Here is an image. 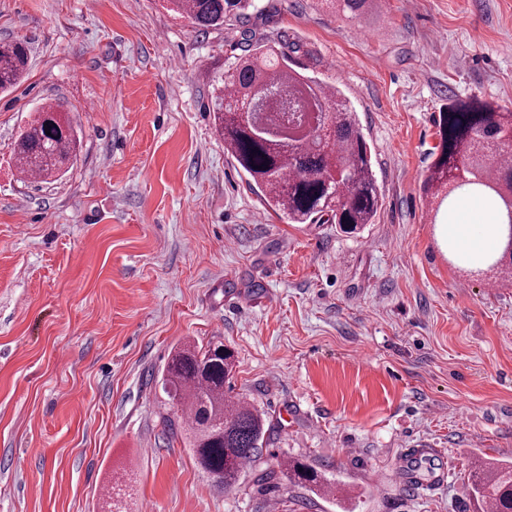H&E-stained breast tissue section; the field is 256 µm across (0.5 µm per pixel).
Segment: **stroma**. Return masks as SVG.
Masks as SVG:
<instances>
[{"instance_id": "stroma-1", "label": "stroma", "mask_w": 512, "mask_h": 512, "mask_svg": "<svg viewBox=\"0 0 512 512\" xmlns=\"http://www.w3.org/2000/svg\"><path fill=\"white\" fill-rule=\"evenodd\" d=\"M195 28L163 0H0L30 66L0 94V512H477V461L512 460V281L452 262L422 186L449 98L512 110V0H384L358 23L320 0ZM340 88L382 205L358 234L267 211L215 133V80L258 40ZM81 142L22 178L14 142L43 104ZM222 341L232 396L270 434L230 490L164 422L184 340ZM411 448L419 481L407 477ZM315 467L330 495L278 476Z\"/></svg>"}]
</instances>
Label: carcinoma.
Masks as SVG:
<instances>
[{
  "label": "carcinoma",
  "instance_id": "obj_1",
  "mask_svg": "<svg viewBox=\"0 0 512 512\" xmlns=\"http://www.w3.org/2000/svg\"><path fill=\"white\" fill-rule=\"evenodd\" d=\"M168 8L199 29H216L262 10L261 0H166ZM336 12L358 22L378 13L382 0H324ZM29 63L21 41L0 43V92L14 89ZM265 95V119L274 123L285 103L299 110L312 95L326 117L312 137L297 144L263 138L243 116L258 94ZM217 134L238 166L262 193L265 206L289 224H334L354 233L373 223L381 206L370 146L349 100L288 65V54L260 43L238 58L213 88L211 107ZM434 147L423 183L427 203L438 202L447 221L455 217L462 195L478 196L496 210L502 239L508 238L512 200V110L477 99H454L435 119ZM80 141L57 106L44 105L14 145L22 170L39 178L57 177L77 156ZM475 268L485 265L502 280L512 265L499 259L452 252ZM234 367L233 352L221 341L185 342L171 350L161 374V388L180 413L166 418L172 436L184 439L196 466L215 486L233 488L244 468L256 462L269 431L265 417L252 405L228 395L225 385ZM288 481L311 492H330V483L310 464L284 465ZM473 499L492 512H512V462L475 464L470 473ZM104 512H126L124 494L110 485Z\"/></svg>",
  "mask_w": 512,
  "mask_h": 512
}]
</instances>
